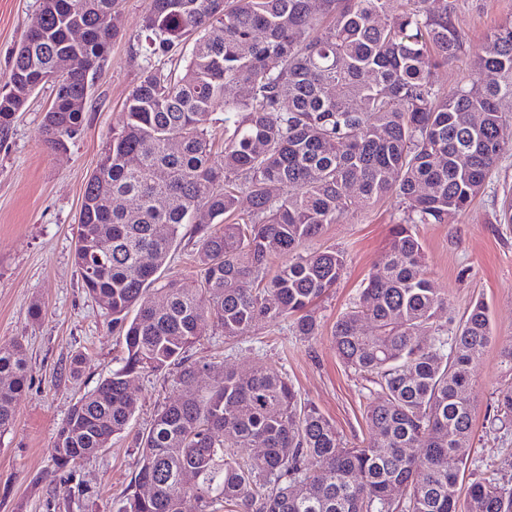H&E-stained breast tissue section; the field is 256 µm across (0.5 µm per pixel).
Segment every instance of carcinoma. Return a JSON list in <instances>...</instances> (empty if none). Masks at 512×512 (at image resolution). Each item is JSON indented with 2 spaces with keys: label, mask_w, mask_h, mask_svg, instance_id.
<instances>
[{
  "label": "carcinoma",
  "mask_w": 512,
  "mask_h": 512,
  "mask_svg": "<svg viewBox=\"0 0 512 512\" xmlns=\"http://www.w3.org/2000/svg\"><path fill=\"white\" fill-rule=\"evenodd\" d=\"M68 2L39 0L37 27L0 87L2 133L35 92L30 75H58L43 118L53 150L83 122V111L63 104L87 97L90 72L118 36L107 23L117 0H79L74 13ZM453 13L454 0H319L316 11L312 0H152L136 40L147 65L84 187L74 250L124 356L59 427L56 470L124 433L137 409L129 385L173 364L180 396L136 437L141 465L119 512H187L191 500L195 512H512L511 488L466 477L469 388L491 342L485 306L475 304L451 335L419 339L445 299L412 225L465 211L512 144L502 109L512 100V16L487 34L466 82L441 95L432 71L465 43ZM74 26L86 29L84 43L68 40ZM190 39L185 58L179 46ZM393 194L403 223L333 330L342 362L377 386L361 445L347 446L286 376L262 365L202 383L211 364L187 352L208 319L226 341L281 322L315 335L310 307L340 280L346 256L306 245ZM201 211L199 278L162 282L180 230ZM27 381L23 343L0 342V434ZM495 408L512 418V383L496 389ZM247 447L262 452L242 461L235 449ZM395 485L405 497H391Z\"/></svg>",
  "instance_id": "obj_1"
}]
</instances>
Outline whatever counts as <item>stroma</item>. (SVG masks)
<instances>
[{
    "mask_svg": "<svg viewBox=\"0 0 512 512\" xmlns=\"http://www.w3.org/2000/svg\"><path fill=\"white\" fill-rule=\"evenodd\" d=\"M152 0H119L120 36L92 80L83 105L84 121L65 149L45 143L43 115L54 97L52 84L34 94L0 133V342L20 339L26 349L28 384L15 401V422L0 434V512H118L140 467L138 433L147 431L158 409L176 399L175 367L133 383L137 411L128 430L110 447L67 471L52 463L56 433L85 393L108 377L123 356L110 317L85 293L74 264L75 232L87 180L96 171L123 104L139 84L143 61L133 55L134 38ZM37 0H0V78L10 69L37 12ZM512 13V0H456L455 24L466 43L458 58L433 71L436 89L446 92L468 79L486 34ZM512 201V146L506 148L466 211L445 224H417L433 288L447 303L439 319L452 332L473 302L484 301L492 341L475 367L471 466L493 472L512 488V422L495 420L493 393L512 382L499 364L501 348L512 345V224L500 221ZM404 216L399 199L327 225L311 249L333 247L347 257L340 281L312 307L315 336L296 335L286 323L260 329L228 343L212 323L201 327L190 360L211 362L215 371L246 372L260 364L277 370L335 426L347 445L368 435L365 407L372 383L347 368L332 341L333 325L357 303L369 275ZM197 236L184 226L162 269L166 281L196 277ZM41 304L42 315L31 309ZM78 374H70L75 355Z\"/></svg>",
    "mask_w": 512,
    "mask_h": 512,
    "instance_id": "35a3bbf8",
    "label": "stroma"
}]
</instances>
